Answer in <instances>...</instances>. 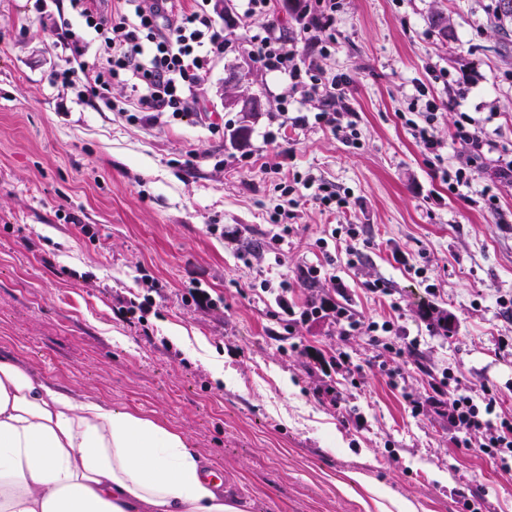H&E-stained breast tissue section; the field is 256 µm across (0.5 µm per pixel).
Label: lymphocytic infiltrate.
<instances>
[{
  "label": "lymphocytic infiltrate",
  "mask_w": 512,
  "mask_h": 512,
  "mask_svg": "<svg viewBox=\"0 0 512 512\" xmlns=\"http://www.w3.org/2000/svg\"><path fill=\"white\" fill-rule=\"evenodd\" d=\"M67 14L53 22L55 44L62 64L54 79L64 85H81L97 94L103 106L127 120L157 124L164 114L193 111L214 58L223 56L224 28L212 0H68ZM95 53H88V46ZM250 52L260 68L289 77L302 94L323 100L325 108L312 120L333 125L336 111H349L351 93L344 76L325 72L307 60L274 26L256 34ZM127 85L131 93L113 100L112 88ZM304 115L291 117L305 126ZM449 375L435 382L429 405L435 413H447L455 443L470 448L472 432L497 426L498 434L480 443L479 450L501 466L512 463V423H493L497 398L486 393L482 403L458 394L445 405L442 394L450 388Z\"/></svg>",
  "instance_id": "obj_1"
}]
</instances>
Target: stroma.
Instances as JSON below:
<instances>
[{
    "label": "stroma",
    "instance_id": "obj_1",
    "mask_svg": "<svg viewBox=\"0 0 512 512\" xmlns=\"http://www.w3.org/2000/svg\"><path fill=\"white\" fill-rule=\"evenodd\" d=\"M217 4L228 49L204 98L144 127L53 84V33L26 0H0V357L180 429L245 512H512V470L478 450L488 431L457 447L427 407L447 370L474 400L493 390L512 421V183L496 175L512 155V23L494 20V0H336L333 27L309 42L295 0L267 18ZM437 12L448 39L429 26ZM270 21L349 82L343 131L279 128L282 107L323 103L250 55ZM234 71L260 111L226 105ZM422 90L438 106L437 160L412 136ZM463 112L488 146L457 188ZM294 178L313 184L278 214ZM326 191L347 207L328 209ZM347 224L352 255L332 236ZM315 266L323 277L307 278ZM146 296L142 316L122 313ZM324 300L356 331L332 313L302 319ZM386 320L401 354L373 339ZM328 384L341 406L321 397Z\"/></svg>",
    "mask_w": 512,
    "mask_h": 512
}]
</instances>
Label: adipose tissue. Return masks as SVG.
<instances>
[{"mask_svg": "<svg viewBox=\"0 0 512 512\" xmlns=\"http://www.w3.org/2000/svg\"><path fill=\"white\" fill-rule=\"evenodd\" d=\"M189 439L0 358V512H244Z\"/></svg>", "mask_w": 512, "mask_h": 512, "instance_id": "1", "label": "adipose tissue"}]
</instances>
